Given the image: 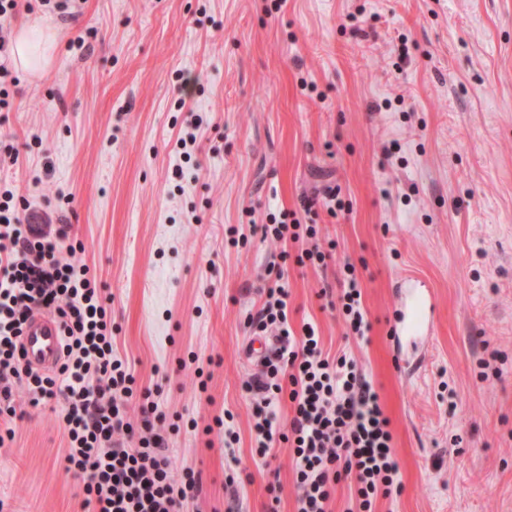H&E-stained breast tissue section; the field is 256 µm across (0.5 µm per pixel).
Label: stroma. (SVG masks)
I'll return each instance as SVG.
<instances>
[{"label":"stroma","mask_w":512,"mask_h":512,"mask_svg":"<svg viewBox=\"0 0 512 512\" xmlns=\"http://www.w3.org/2000/svg\"><path fill=\"white\" fill-rule=\"evenodd\" d=\"M24 23L56 40L40 72L11 69L0 155L19 163L0 192L81 242L118 356L160 393L173 475L202 474L191 512H266L273 483L278 512H297L288 445L252 453L245 319L277 250L261 225L330 187L344 206L313 221L335 262L289 265L288 323H312L379 393L404 491L376 512H512V0H72L65 16L19 5L4 28ZM344 262L363 340L321 295ZM406 277L437 311L404 374L389 326ZM17 408L0 512H92L65 469L60 403ZM227 412L231 449L214 424Z\"/></svg>","instance_id":"1"}]
</instances>
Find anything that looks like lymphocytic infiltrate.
Wrapping results in <instances>:
<instances>
[{"mask_svg": "<svg viewBox=\"0 0 512 512\" xmlns=\"http://www.w3.org/2000/svg\"><path fill=\"white\" fill-rule=\"evenodd\" d=\"M24 197L0 196V414L15 416L10 380L23 382L31 405L62 404L59 418L67 435L65 462L82 480L86 504L94 512H184L200 497L202 477L185 470L174 480L158 426L166 414L154 400L143 403L132 420L128 404L136 378L114 352L111 318L86 266L63 257L68 225L35 232L20 211ZM282 246L267 272L261 306L248 316L252 335L271 336L274 346L259 369L242 384L252 405L254 452L266 457L288 442L297 488V512H327L341 477L354 483L357 512H374L377 498L403 492L400 465L379 395L357 361L330 356L312 324L301 334L288 325V287L283 264L325 266L328 254L317 242L314 224L280 220L263 227ZM301 244L297 255L287 246ZM337 296L348 336L365 338L370 324L362 308L355 267L345 264ZM52 313L63 336L61 363L53 374L27 367L20 338L30 316ZM292 415L281 421L282 400ZM137 447H127L128 439Z\"/></svg>", "mask_w": 512, "mask_h": 512, "instance_id": "obj_1", "label": "lymphocytic infiltrate"}]
</instances>
